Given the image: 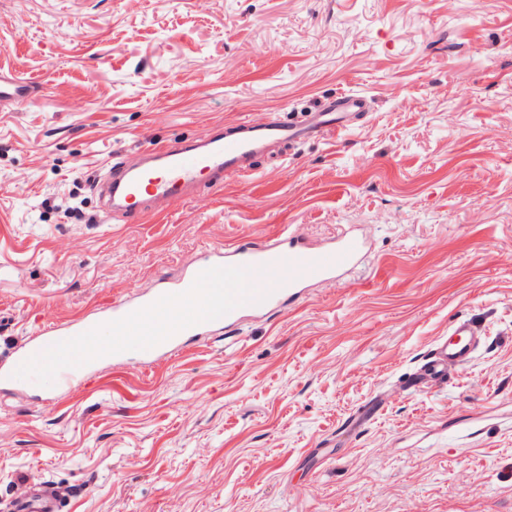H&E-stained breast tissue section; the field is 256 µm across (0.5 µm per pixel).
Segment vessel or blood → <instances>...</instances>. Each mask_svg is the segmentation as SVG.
Returning <instances> with one entry per match:
<instances>
[{"instance_id": "obj_1", "label": "vessel or blood", "mask_w": 512, "mask_h": 512, "mask_svg": "<svg viewBox=\"0 0 512 512\" xmlns=\"http://www.w3.org/2000/svg\"><path fill=\"white\" fill-rule=\"evenodd\" d=\"M40 91V86L19 74L0 75V104L27 103ZM366 108L365 96L346 94L327 102L301 123L254 125L242 121L231 130H216L199 145L178 143L153 149L146 165L115 169L100 183L103 217L108 222L124 220L143 212L147 200L188 198L201 181L220 185L228 173L252 175L255 157L270 145L305 135L324 137L342 132L347 128L346 113ZM364 249V240L355 235L314 247L286 227L276 232L269 244H228L176 281L136 300L114 304L112 330L124 333L143 316L176 308L185 297L194 298L197 306L188 320H174L165 332L139 344L142 362L149 367L176 352L185 336L198 338L232 327L245 318L266 314L282 298H301L310 285L345 276L359 265ZM102 327V321L91 313L44 326L0 363V391L36 381L48 364L53 367L55 388L64 390L99 364L119 359L126 351L125 343L102 344ZM483 333L482 326L470 319L450 324L435 338L422 365L404 380V388L446 383L452 373L474 360ZM65 496L61 488L42 483L32 499L17 505L16 512H57Z\"/></svg>"}]
</instances>
